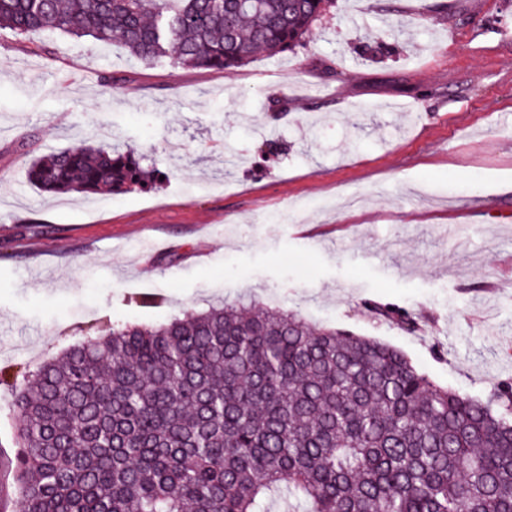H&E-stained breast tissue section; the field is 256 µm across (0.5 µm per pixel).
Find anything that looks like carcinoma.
Returning a JSON list of instances; mask_svg holds the SVG:
<instances>
[{"instance_id": "1", "label": "carcinoma", "mask_w": 512, "mask_h": 512, "mask_svg": "<svg viewBox=\"0 0 512 512\" xmlns=\"http://www.w3.org/2000/svg\"><path fill=\"white\" fill-rule=\"evenodd\" d=\"M334 4L0 0V29L224 71L292 51ZM156 174L131 146L87 142L25 169L51 194H125ZM0 387L18 419L13 512H512V379L461 393L296 312L238 301L112 322L34 371L0 367Z\"/></svg>"}]
</instances>
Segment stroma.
Wrapping results in <instances>:
<instances>
[{"instance_id":"1","label":"stroma","mask_w":512,"mask_h":512,"mask_svg":"<svg viewBox=\"0 0 512 512\" xmlns=\"http://www.w3.org/2000/svg\"><path fill=\"white\" fill-rule=\"evenodd\" d=\"M84 141L166 177L26 181ZM238 300L389 343L443 387L512 378V0H336L294 51L222 72L0 30V366L35 370L105 316Z\"/></svg>"}]
</instances>
